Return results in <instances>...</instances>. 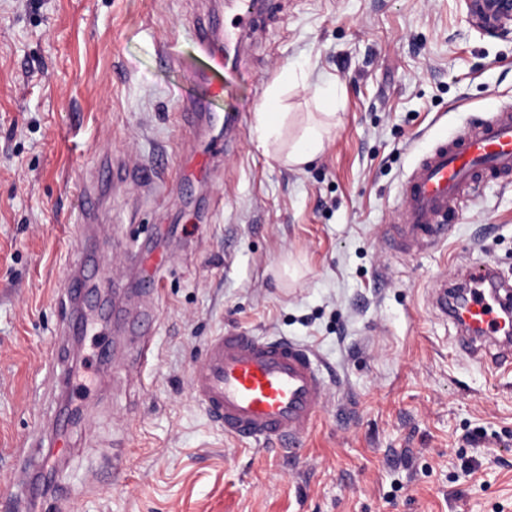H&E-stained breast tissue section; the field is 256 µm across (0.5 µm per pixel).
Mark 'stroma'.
I'll use <instances>...</instances> for the list:
<instances>
[{
	"mask_svg": "<svg viewBox=\"0 0 512 512\" xmlns=\"http://www.w3.org/2000/svg\"><path fill=\"white\" fill-rule=\"evenodd\" d=\"M224 2L0 0V512H19L23 458L44 488L26 512H512V369L458 350L430 291L489 263L512 283V183L464 191L441 245L385 242L416 158L512 106V34L483 33L464 0H238L255 19L247 75L212 102L240 122L193 183L189 158L221 130L184 120L211 100L188 72ZM276 85L290 136L316 90L336 95L301 170L258 146ZM152 164L158 182L141 180ZM153 244L173 257L156 269L155 357L125 343L94 367L118 334L100 321L71 345L59 290L80 266L131 292ZM228 330L317 352L327 403L296 454L225 438L195 401L190 372Z\"/></svg>",
	"mask_w": 512,
	"mask_h": 512,
	"instance_id": "1",
	"label": "stroma"
}]
</instances>
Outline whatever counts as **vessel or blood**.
<instances>
[{
	"instance_id": "obj_1",
	"label": "vessel or blood",
	"mask_w": 512,
	"mask_h": 512,
	"mask_svg": "<svg viewBox=\"0 0 512 512\" xmlns=\"http://www.w3.org/2000/svg\"><path fill=\"white\" fill-rule=\"evenodd\" d=\"M231 18L214 21L202 30V42L220 37L225 52L237 50L253 22L229 0ZM493 115L450 139L436 140L416 163L402 189L404 205L398 212L401 245L413 247L443 243L448 217L464 188L485 179L512 178V107L497 105ZM225 146L210 145L207 153L192 157L190 174L205 180L212 157ZM471 284L463 299L452 296L447 281L432 290L440 305L448 306L461 327L462 351L484 353L492 367L512 363V345H502L512 332V287L496 281L492 268L468 271ZM195 400L224 435L268 447L296 450L310 434L326 404L327 385L315 350L284 337L227 331L210 337L203 356L190 373Z\"/></svg>"
}]
</instances>
